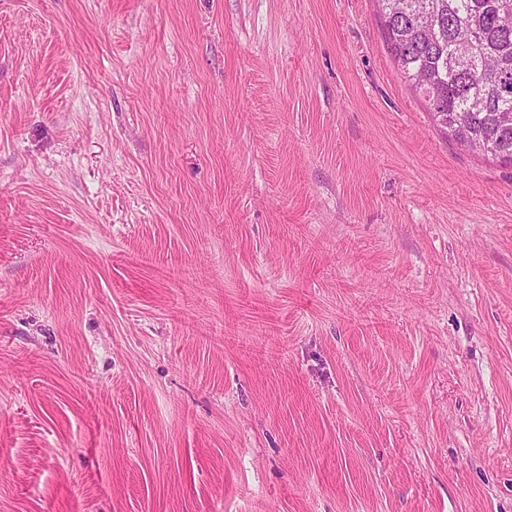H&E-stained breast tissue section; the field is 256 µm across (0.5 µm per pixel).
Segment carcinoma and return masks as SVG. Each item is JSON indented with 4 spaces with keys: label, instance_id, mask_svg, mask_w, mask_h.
Segmentation results:
<instances>
[{
    "label": "carcinoma",
    "instance_id": "carcinoma-1",
    "mask_svg": "<svg viewBox=\"0 0 512 512\" xmlns=\"http://www.w3.org/2000/svg\"><path fill=\"white\" fill-rule=\"evenodd\" d=\"M394 64L440 131L512 165V0H377Z\"/></svg>",
    "mask_w": 512,
    "mask_h": 512
}]
</instances>
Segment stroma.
Instances as JSON below:
<instances>
[{
    "label": "stroma",
    "instance_id": "1",
    "mask_svg": "<svg viewBox=\"0 0 512 512\" xmlns=\"http://www.w3.org/2000/svg\"><path fill=\"white\" fill-rule=\"evenodd\" d=\"M0 512H512V167L374 0H0Z\"/></svg>",
    "mask_w": 512,
    "mask_h": 512
}]
</instances>
